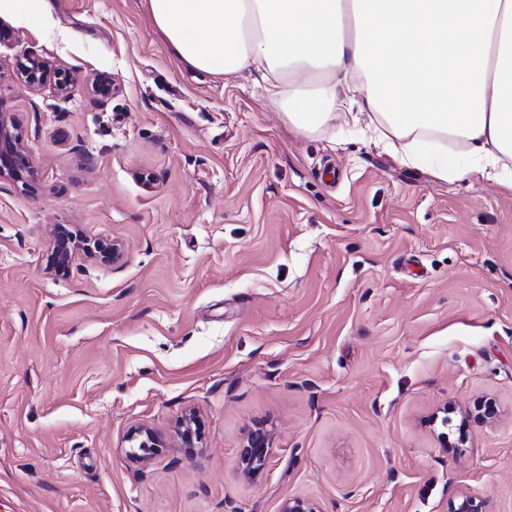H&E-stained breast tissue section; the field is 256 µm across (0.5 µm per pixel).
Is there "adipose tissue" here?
<instances>
[{
  "instance_id": "adipose-tissue-1",
  "label": "adipose tissue",
  "mask_w": 512,
  "mask_h": 512,
  "mask_svg": "<svg viewBox=\"0 0 512 512\" xmlns=\"http://www.w3.org/2000/svg\"><path fill=\"white\" fill-rule=\"evenodd\" d=\"M171 53L231 79L260 72L301 135L368 119L406 165L512 192V0H146ZM362 96L352 110L338 90ZM435 140L452 149L430 154Z\"/></svg>"
}]
</instances>
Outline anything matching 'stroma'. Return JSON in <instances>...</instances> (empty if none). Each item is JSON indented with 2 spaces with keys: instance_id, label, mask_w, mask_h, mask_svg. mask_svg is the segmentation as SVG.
I'll use <instances>...</instances> for the list:
<instances>
[{
  "instance_id": "1",
  "label": "stroma",
  "mask_w": 512,
  "mask_h": 512,
  "mask_svg": "<svg viewBox=\"0 0 512 512\" xmlns=\"http://www.w3.org/2000/svg\"><path fill=\"white\" fill-rule=\"evenodd\" d=\"M49 2L0 15V113L36 171L0 178V512H512V192L341 119L290 132L258 72L177 62L143 0ZM58 225L123 255L48 275ZM480 400L496 421L462 423ZM189 413L196 454L129 459ZM15 14L29 24L39 23L48 11L47 0H1L0 11ZM130 442H135L133 450L129 452L130 456L137 462H146L150 457L159 451V448L165 447V441L154 430L148 427L136 429L129 437ZM137 448L135 450L134 448ZM268 454V436L263 430L252 431L238 458V472L243 480H254L264 468Z\"/></svg>"
}]
</instances>
